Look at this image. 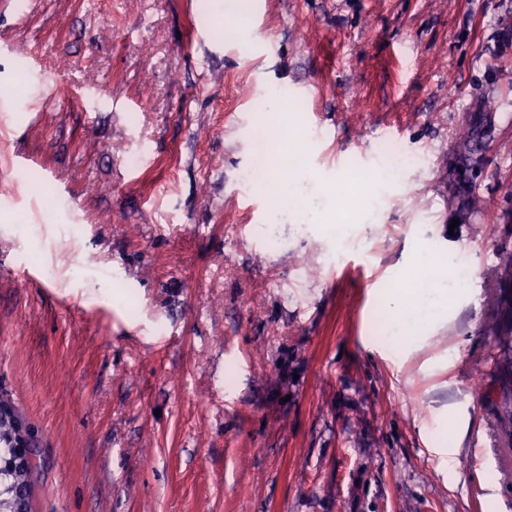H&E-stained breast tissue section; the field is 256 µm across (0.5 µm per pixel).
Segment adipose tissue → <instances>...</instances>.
Instances as JSON below:
<instances>
[{
  "instance_id": "adipose-tissue-1",
  "label": "adipose tissue",
  "mask_w": 512,
  "mask_h": 512,
  "mask_svg": "<svg viewBox=\"0 0 512 512\" xmlns=\"http://www.w3.org/2000/svg\"><path fill=\"white\" fill-rule=\"evenodd\" d=\"M309 141L304 126L280 122L276 136L268 143L271 176L267 188L279 191L283 169H291L295 182L312 181L314 188L326 197L324 207L306 204L300 207L297 218L303 224L319 225L321 231L336 240H344L350 224L356 223L355 214L336 210L333 202L337 194L362 198L371 195L387 180L383 169L366 174L337 173L335 180H312L300 157ZM454 255L437 252L422 246L410 252L398 282L390 284L381 293L390 327L394 331L393 345L402 349L427 333L437 323L447 319L460 293Z\"/></svg>"
}]
</instances>
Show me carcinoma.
<instances>
[{
  "instance_id": "1",
  "label": "carcinoma",
  "mask_w": 512,
  "mask_h": 512,
  "mask_svg": "<svg viewBox=\"0 0 512 512\" xmlns=\"http://www.w3.org/2000/svg\"><path fill=\"white\" fill-rule=\"evenodd\" d=\"M472 160V154H463L458 157L457 165L473 194L478 175L473 170ZM25 433L27 427L14 406L0 398V512H31L33 456L38 440L32 432L33 447H19Z\"/></svg>"
}]
</instances>
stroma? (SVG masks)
Returning <instances> with one entry per match:
<instances>
[{
    "mask_svg": "<svg viewBox=\"0 0 512 512\" xmlns=\"http://www.w3.org/2000/svg\"><path fill=\"white\" fill-rule=\"evenodd\" d=\"M1 40L0 397L39 440L32 512H512V0H0ZM276 101L326 129L322 179L419 159L346 248L288 212L256 233ZM415 245L472 276L397 355L375 318Z\"/></svg>",
    "mask_w": 512,
    "mask_h": 512,
    "instance_id": "stroma-1",
    "label": "stroma"
}]
</instances>
